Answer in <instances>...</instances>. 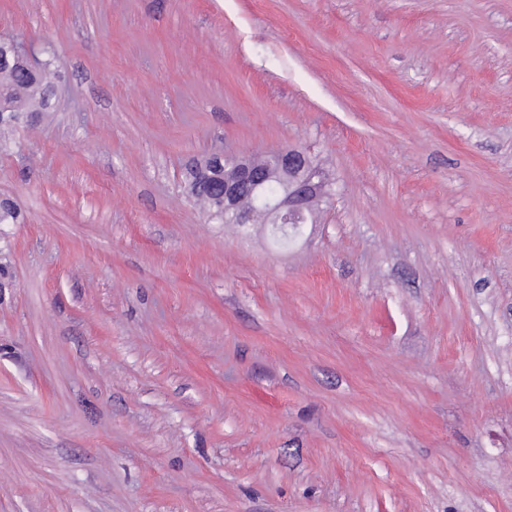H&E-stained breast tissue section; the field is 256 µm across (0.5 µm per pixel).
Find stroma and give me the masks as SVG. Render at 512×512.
<instances>
[{
    "label": "stroma",
    "mask_w": 512,
    "mask_h": 512,
    "mask_svg": "<svg viewBox=\"0 0 512 512\" xmlns=\"http://www.w3.org/2000/svg\"><path fill=\"white\" fill-rule=\"evenodd\" d=\"M0 512H512V0H0ZM301 146L288 247L184 191ZM15 62L18 66L28 69L32 64L30 48L26 52L22 49L14 51ZM24 69L5 71L0 68V97L6 103L29 110L38 108L43 94H46L54 85L49 70V63L36 66L33 70ZM207 160L208 158H206L203 161L196 162L197 164L187 169L186 189L192 198H194L197 202L201 203L206 208L207 212L210 214L211 217L220 220L217 217H214V213L217 211L220 202L216 198V190L211 183H207L206 180H203L204 177L201 172L202 168L205 167ZM196 165H198V170L197 173L194 175V169ZM193 179H196L197 183H199L202 186L195 194H191L188 188L189 183Z\"/></svg>",
    "instance_id": "35a3bbf8"
}]
</instances>
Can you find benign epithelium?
<instances>
[{
	"mask_svg": "<svg viewBox=\"0 0 512 512\" xmlns=\"http://www.w3.org/2000/svg\"><path fill=\"white\" fill-rule=\"evenodd\" d=\"M211 159L224 168L220 191L231 224L260 220L297 240L312 223L315 204L334 195L332 183L301 147L273 150L260 164L247 155L221 153Z\"/></svg>",
	"mask_w": 512,
	"mask_h": 512,
	"instance_id": "obj_1",
	"label": "benign epithelium"
}]
</instances>
